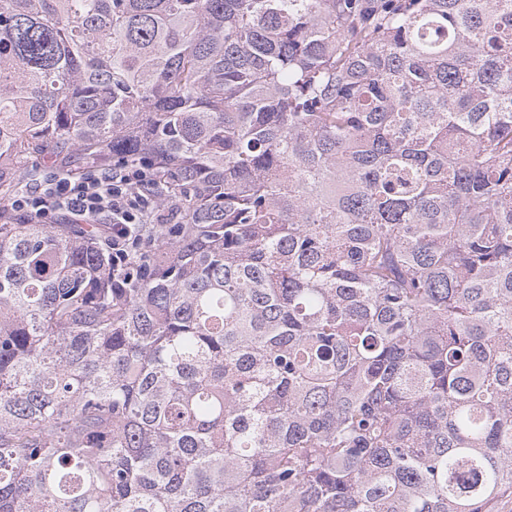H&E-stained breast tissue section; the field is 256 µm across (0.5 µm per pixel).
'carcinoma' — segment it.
I'll list each match as a JSON object with an SVG mask.
<instances>
[{"label": "carcinoma", "mask_w": 512, "mask_h": 512, "mask_svg": "<svg viewBox=\"0 0 512 512\" xmlns=\"http://www.w3.org/2000/svg\"><path fill=\"white\" fill-rule=\"evenodd\" d=\"M146 161L112 278L2 202ZM512 495V0H0V512Z\"/></svg>", "instance_id": "carcinoma-1"}]
</instances>
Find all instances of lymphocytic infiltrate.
<instances>
[{
  "label": "lymphocytic infiltrate",
  "instance_id": "f902f5d3",
  "mask_svg": "<svg viewBox=\"0 0 512 512\" xmlns=\"http://www.w3.org/2000/svg\"><path fill=\"white\" fill-rule=\"evenodd\" d=\"M153 183L144 165L110 171L94 167L76 178L57 170L39 187L14 196L10 208L41 224L66 214L81 224L101 225L112 240V273L123 277L136 259L141 225L160 216Z\"/></svg>",
  "mask_w": 512,
  "mask_h": 512
}]
</instances>
